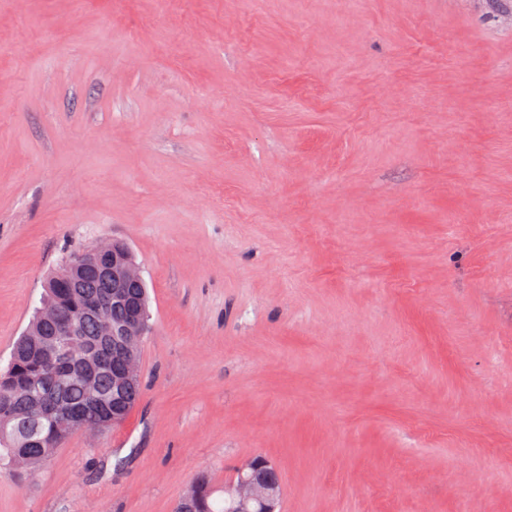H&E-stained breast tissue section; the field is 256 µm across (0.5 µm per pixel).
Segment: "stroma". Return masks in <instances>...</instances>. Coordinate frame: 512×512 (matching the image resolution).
Segmentation results:
<instances>
[{
  "label": "stroma",
  "instance_id": "35a3bbf8",
  "mask_svg": "<svg viewBox=\"0 0 512 512\" xmlns=\"http://www.w3.org/2000/svg\"><path fill=\"white\" fill-rule=\"evenodd\" d=\"M112 239L143 398L0 512H512V0H0V369ZM276 467L266 458L255 456L238 470V478L224 486V496L209 489L210 480L200 479L192 495L193 503L186 512H278L276 504L281 487ZM227 501L229 504H225Z\"/></svg>",
  "mask_w": 512,
  "mask_h": 512
}]
</instances>
